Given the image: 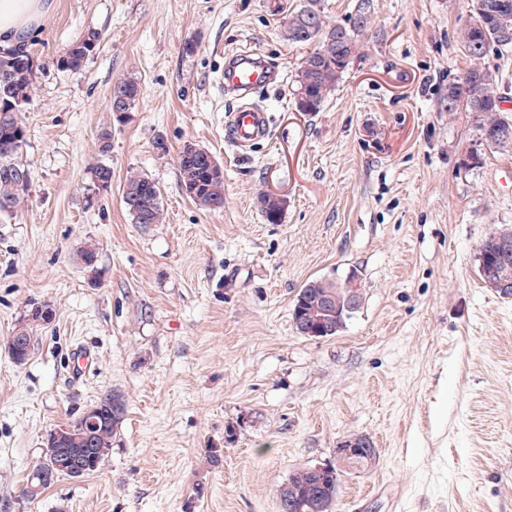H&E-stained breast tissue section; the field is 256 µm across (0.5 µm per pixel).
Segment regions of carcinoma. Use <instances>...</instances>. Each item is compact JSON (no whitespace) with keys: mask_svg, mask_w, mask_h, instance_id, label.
Instances as JSON below:
<instances>
[{"mask_svg":"<svg viewBox=\"0 0 512 512\" xmlns=\"http://www.w3.org/2000/svg\"><path fill=\"white\" fill-rule=\"evenodd\" d=\"M290 23L285 27V37L295 44L316 43L314 52L303 59L305 68L304 91L306 101L301 111L318 112L340 80L348 61L361 48V36L370 24L366 8L358 10L353 27L331 24L326 21L320 0H306L305 5L289 14ZM101 35L89 30L73 42L66 53L55 60L62 71L80 68L88 58L81 51L85 43ZM462 48L470 59V67L461 75L448 79V116L464 110L473 114L478 131L479 145L490 150L512 151V139L485 144L496 138L500 130L512 129V117L501 107L504 96L500 93L498 79L482 66L487 53L512 49V0H470V21L459 33ZM35 64L27 48L0 50V113L7 116L0 120V214L16 211L27 201L31 180L20 182L16 172L26 169L22 146L26 144V128L20 114L32 99L35 89ZM180 184L187 197L198 207L208 211L224 209V174L212 169L192 152V144L182 148L177 159ZM92 179L99 188L106 190L112 184V167L100 160L91 167ZM128 194L136 197L134 205L126 209L134 223L146 217L148 224H161L164 209L161 191L149 175L134 173L125 183ZM259 210L270 224L280 221L282 201L261 190L256 197ZM478 276L484 284L497 278L512 282V228L497 227L480 243L477 249ZM362 302L360 285L345 287L328 278H313L297 293L292 306V320L304 326L318 318L333 334L341 332L346 320L355 313L353 302ZM27 347L18 355L19 364L28 360L37 340L36 328L29 325L20 329ZM116 403L118 410L112 420L99 424L93 430L94 459L90 472L103 465L112 448V439L123 421L126 406L114 395L104 397ZM365 447L350 457L345 467L331 472H317L314 467L295 470L279 490L280 512H321V506L336 499L340 473L348 470H365L372 465L376 449L367 436H362ZM59 459L44 454L34 468L27 487L28 496L34 498L48 488L50 483L42 476L57 470Z\"/></svg>","mask_w":512,"mask_h":512,"instance_id":"obj_1","label":"carcinoma"}]
</instances>
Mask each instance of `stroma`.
I'll return each instance as SVG.
<instances>
[{
	"label": "stroma",
	"mask_w": 512,
	"mask_h": 512,
	"mask_svg": "<svg viewBox=\"0 0 512 512\" xmlns=\"http://www.w3.org/2000/svg\"><path fill=\"white\" fill-rule=\"evenodd\" d=\"M369 2L362 49L321 110L299 112L294 75L313 47L283 29L303 0H55L22 114L28 205L0 217V512H280L289 475L335 463L353 433L377 458L342 475L332 512H512V298L476 264L492 225H512V151L460 165L478 131L446 108L449 76L470 65L468 0ZM90 29L96 50L58 70ZM246 45L279 79L253 93L270 133L241 154L220 76ZM125 76L140 98L119 116ZM188 142L223 164V210L183 193ZM101 159L106 190L90 172ZM133 172L157 182L163 223H133ZM262 189L282 196L279 223ZM353 274L363 305L343 330L298 334L300 288ZM44 302L56 316L16 364L7 338ZM84 345L98 369L76 381ZM109 394L126 415L103 466L29 498L50 430ZM89 39L96 40L98 45L101 40V35L97 31L88 30L79 39L70 45L64 55L55 60L56 67L62 71L76 70L80 68L91 54L90 52L88 55H86L83 51L80 50L81 47H83ZM256 203L268 223L276 224L280 221L283 212L281 200L272 198L266 190H260Z\"/></svg>",
	"instance_id": "1"
}]
</instances>
